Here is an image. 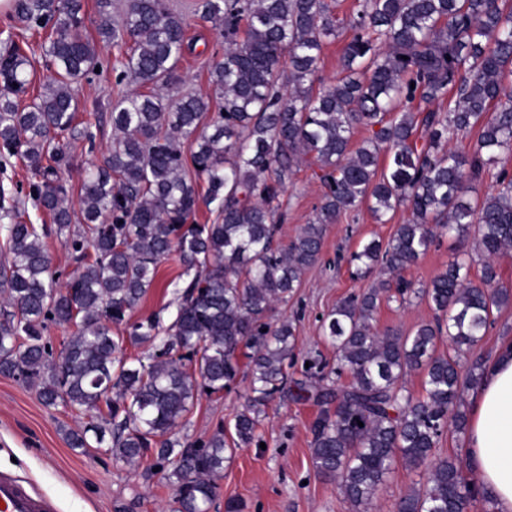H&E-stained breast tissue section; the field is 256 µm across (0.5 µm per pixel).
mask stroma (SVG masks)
<instances>
[{
	"label": "stroma",
	"mask_w": 512,
	"mask_h": 512,
	"mask_svg": "<svg viewBox=\"0 0 512 512\" xmlns=\"http://www.w3.org/2000/svg\"><path fill=\"white\" fill-rule=\"evenodd\" d=\"M195 2L169 0L171 9L186 18L188 39L196 41L205 53L185 55L179 65L182 83L160 88L161 96L186 92L206 96L211 92L207 61L209 56L223 54L224 35L194 13ZM97 50L99 72L74 86L80 114L95 136V149L90 152L83 143H76L74 164L61 174L68 190V207L77 222L82 219L80 185L84 170L101 163L114 136L109 120L112 103L135 87L132 78L119 76L122 58L116 48L98 43ZM314 171L313 164L300 165L280 197V207L287 215L278 233L281 244H288L316 216L321 188ZM408 217V211L401 208L383 223L361 207L327 226L319 262L305 271L299 288L288 301L277 303L272 313L273 319L290 320L296 327L290 377L301 378L308 357L333 359V349L321 338L322 317L341 299L361 293L371 284L370 279L351 277L347 264L350 253L363 240L387 243L397 225ZM474 249V239L442 238L406 271L405 277L416 287H425L458 252ZM186 279L177 257L162 262L154 285L133 311V319L157 315L163 325H170L176 317L177 294ZM433 315L430 306L418 298L403 304L385 301L375 315V324L381 330L407 333L431 321ZM249 392V379L242 374L220 396H199L178 427L179 436L208 439L220 421L232 419L241 410ZM318 414L317 406L294 401L286 394L275 396L258 426L263 447L239 450L226 464L210 512H224L230 499L241 504L242 512H352L338 483L322 478L313 466L311 426ZM82 421V416L69 408L45 406L36 389L22 379L0 375V469L15 473L34 490L53 497L59 512H174L173 488L161 474L145 476L144 466L115 462L101 448H70L65 434ZM425 482L423 471L397 466L368 512H396L400 499L422 489Z\"/></svg>",
	"instance_id": "obj_1"
}]
</instances>
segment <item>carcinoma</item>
Masks as SVG:
<instances>
[{"label":"carcinoma","mask_w":512,"mask_h":512,"mask_svg":"<svg viewBox=\"0 0 512 512\" xmlns=\"http://www.w3.org/2000/svg\"><path fill=\"white\" fill-rule=\"evenodd\" d=\"M96 6L100 41L128 46L117 81L129 75L141 90L112 104L117 137L82 182L76 229L60 174L74 143L94 146L72 89L99 67L95 42L82 34L84 0H15L28 25L51 27L41 44L49 76L22 109L30 59L18 46L0 54V150L22 161L29 199L51 216L77 263L58 285L38 228L3 225L10 259L0 264V288L11 311L0 324V374L38 386L47 405L89 416L66 433L69 447L95 444L129 466L152 453L178 512H208L224 463L260 443L264 407L285 392L321 407L313 464L338 482L353 512L367 508L399 463L427 479L398 512H467L474 491L462 462L434 449L448 422L465 431L462 391L482 365L463 357L486 335L493 309L512 302L493 265L512 251V176L501 171L481 201L468 199L498 156L512 153V0H359L347 23L337 0H198L201 17L224 29V54L209 63L211 95L172 99L155 89L181 81L179 64L193 50L185 19L166 0H128L120 24L110 21L111 0ZM346 26L342 72L327 82L323 47ZM417 99H446L448 111L415 112ZM213 103L219 112L206 128ZM358 126L371 136L354 147ZM476 126L468 152L448 147ZM185 141L195 144L192 175ZM303 156L320 170L321 204L314 222L279 247V196ZM201 200L215 205L216 223H188ZM363 204L379 216L401 207L411 214L387 244L361 242L348 259L357 278L377 268L389 277L329 311L322 330L335 366L312 359L293 381L295 329L269 314L319 260L326 225ZM443 234L474 236L483 287L464 281V261L427 288L401 276ZM174 251L193 273L174 321H129ZM396 295L427 301L434 320L405 335L380 333L374 315ZM50 323L75 328L53 364ZM444 336L451 351L441 353ZM127 341L148 346L147 355L127 357ZM244 349L251 396L233 425L205 441L181 440L176 429L195 397L230 388ZM412 371L422 373L418 395L404 383Z\"/></svg>","instance_id":"carcinoma-1"}]
</instances>
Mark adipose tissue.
<instances>
[{
  "instance_id": "ef3b65f1",
  "label": "adipose tissue",
  "mask_w": 512,
  "mask_h": 512,
  "mask_svg": "<svg viewBox=\"0 0 512 512\" xmlns=\"http://www.w3.org/2000/svg\"><path fill=\"white\" fill-rule=\"evenodd\" d=\"M464 453L498 512H512V340L486 364L471 396Z\"/></svg>"
}]
</instances>
